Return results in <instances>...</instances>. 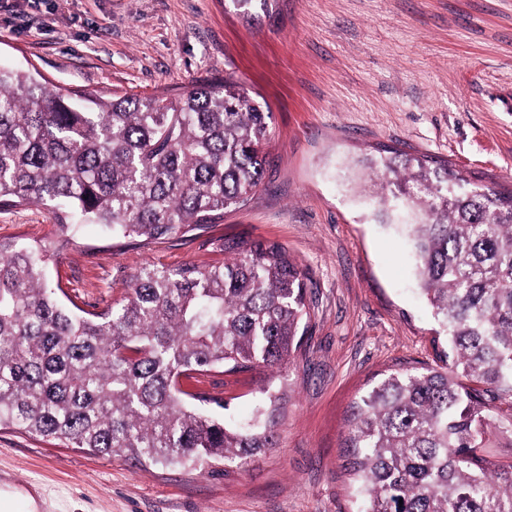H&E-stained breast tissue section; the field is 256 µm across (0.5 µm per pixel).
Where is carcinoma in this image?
<instances>
[{
  "instance_id": "1",
  "label": "carcinoma",
  "mask_w": 512,
  "mask_h": 512,
  "mask_svg": "<svg viewBox=\"0 0 512 512\" xmlns=\"http://www.w3.org/2000/svg\"><path fill=\"white\" fill-rule=\"evenodd\" d=\"M272 113L229 77L175 96L68 94L0 67V212L36 205L58 238L0 240V428L135 465L225 472L276 447L283 394L252 423L178 387L216 368L280 370L310 319L308 277L276 242L222 238L224 260L146 265L117 307L69 306L47 276L83 224L114 239L204 231L248 201L270 165ZM358 161L380 183L373 215L398 225L448 340L445 366L402 370L356 403L360 512H512V469H486L512 401V190L445 158L384 145Z\"/></svg>"
}]
</instances>
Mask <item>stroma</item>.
I'll list each match as a JSON object with an SVG mask.
<instances>
[{"label":"stroma","instance_id":"35a3bbf8","mask_svg":"<svg viewBox=\"0 0 512 512\" xmlns=\"http://www.w3.org/2000/svg\"><path fill=\"white\" fill-rule=\"evenodd\" d=\"M0 65L65 91L173 93L216 76L273 114L259 189L211 229L120 247L82 226L48 276L87 312L126 294L144 265L223 259L217 241L283 245L307 271L311 319L281 373L224 375L227 411L250 420L283 387L278 444L228 475L136 466L0 430L11 512H357L348 448L355 406L395 371L439 367L448 346L417 289L406 240L375 221L355 160L379 145L448 159L512 187V0H0ZM55 231L47 210L0 213V238Z\"/></svg>","mask_w":512,"mask_h":512}]
</instances>
